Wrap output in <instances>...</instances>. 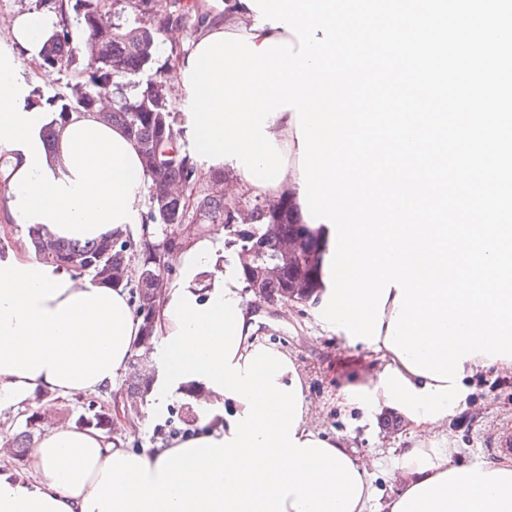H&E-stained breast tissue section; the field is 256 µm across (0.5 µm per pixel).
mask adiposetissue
I'll list each match as a JSON object with an SVG mask.
<instances>
[{"label":"adipose tissue","instance_id":"obj_1","mask_svg":"<svg viewBox=\"0 0 512 512\" xmlns=\"http://www.w3.org/2000/svg\"><path fill=\"white\" fill-rule=\"evenodd\" d=\"M199 9L208 15L200 41L222 32L293 38L281 27L256 28L245 0H199ZM61 21L57 13L16 15L11 43L0 48V238L19 225L81 242L117 230L139 238L151 179L134 142L90 112L56 124L55 113L30 100L19 59H41ZM269 132L288 160L282 181L262 189L241 175L231 190L298 197L294 111L270 119ZM221 248L209 232L167 256L178 276L155 315L151 400L160 410L195 388L200 431L135 452L97 430L60 424L30 449L22 479L1 447L0 512H368L370 461L308 426L297 366L257 339L236 263L222 265L201 294L198 279ZM139 334L124 290L42 261L25 245L0 258V409L38 393L74 398L114 385ZM385 401L376 379L337 394L347 412H377ZM407 431L401 488L383 512H512V458L465 464L439 446L433 421L409 422Z\"/></svg>","mask_w":512,"mask_h":512}]
</instances>
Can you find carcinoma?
<instances>
[{
  "label": "carcinoma",
  "instance_id": "1",
  "mask_svg": "<svg viewBox=\"0 0 512 512\" xmlns=\"http://www.w3.org/2000/svg\"><path fill=\"white\" fill-rule=\"evenodd\" d=\"M72 10L84 40L73 42L64 27L49 41L42 59L46 67L70 69L77 81L72 95H54L49 105L61 123L72 112H93L127 132L151 178L150 207L137 242L122 232L85 243L54 240L35 227L28 228L27 235L39 258L130 290L141 318V336L124 387L127 402L137 407L146 402L153 383V375L137 365L146 359L154 337L157 284L163 277L159 258L178 246L173 235L179 225L193 221L201 232L211 224L230 230L238 254H252L250 263H239L245 288L267 302L279 301L290 291L307 302L318 300L323 242L319 230L302 223L288 197L273 206L250 203V223L239 228L216 189L224 179L220 170L211 174L213 188L194 193L198 166L186 145H177L175 108L165 94V72L155 67L167 30L188 28L195 34L204 24L205 17L193 4L173 0L172 10L163 16L154 12L153 0H74ZM144 74L146 79L135 80ZM290 249L297 252L293 260L288 259ZM111 420V410L101 406L80 414L75 425L106 433ZM41 424L38 412H26L24 429L13 437V446L27 447Z\"/></svg>",
  "mask_w": 512,
  "mask_h": 512
}]
</instances>
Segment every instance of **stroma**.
<instances>
[{"label":"stroma","instance_id":"35a3bbf8","mask_svg":"<svg viewBox=\"0 0 512 512\" xmlns=\"http://www.w3.org/2000/svg\"><path fill=\"white\" fill-rule=\"evenodd\" d=\"M254 313L258 338L288 352L298 366L310 402V427L325 436L341 437L356 456L377 460L372 477L376 503L395 495L399 489L395 478L398 450L406 445L402 428L390 429L381 418H366L358 412L343 414L336 409V395L344 385L381 368L378 355L324 330L311 305H262ZM179 406V400H171L157 415L151 408H143L132 450L185 437L177 416ZM508 420L512 421V370L488 368L477 374L466 401L445 421L443 429L452 437L460 460L479 464L491 458L485 449L490 432Z\"/></svg>","mask_w":512,"mask_h":512}]
</instances>
